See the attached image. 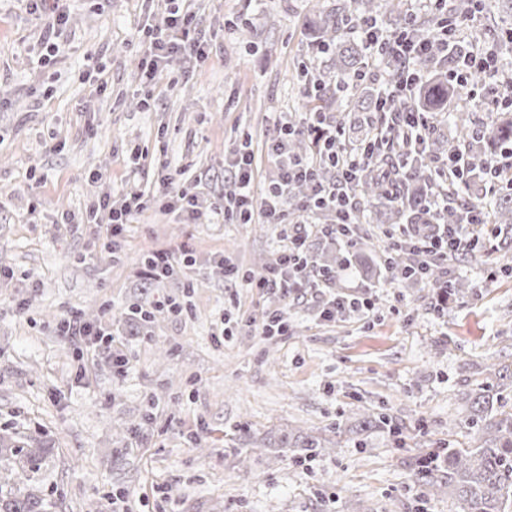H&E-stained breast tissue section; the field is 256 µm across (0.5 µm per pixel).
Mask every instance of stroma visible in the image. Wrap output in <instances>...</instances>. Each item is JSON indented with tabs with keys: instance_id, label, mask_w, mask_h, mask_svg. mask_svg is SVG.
Segmentation results:
<instances>
[{
	"instance_id": "stroma-1",
	"label": "stroma",
	"mask_w": 512,
	"mask_h": 512,
	"mask_svg": "<svg viewBox=\"0 0 512 512\" xmlns=\"http://www.w3.org/2000/svg\"><path fill=\"white\" fill-rule=\"evenodd\" d=\"M209 57L185 56L138 91L134 19L164 24L166 0H71L68 28L50 64L20 0H0V432L32 434L53 447L38 484L56 512H456L451 499L421 496L412 464L449 443L461 394L489 363L512 364V271L492 258L512 234L484 228L477 251L451 259L471 291L439 301L426 283L400 287L380 265L385 225L353 244L318 236L313 251L351 255L336 291L370 299L369 316L319 321L311 298L285 302L288 333L257 325L272 303L231 285L212 257L250 279L279 246L263 217L211 224L215 202L236 193L224 150L247 143L257 185L272 117L297 109V64L312 36L307 0H193ZM101 71L90 81L88 67ZM167 155L200 178L198 224L152 206L129 225L121 257L94 225H67L131 177L128 155ZM188 245L197 267L158 281L143 270L150 249ZM180 299L184 315L158 313L152 327L117 331L131 354L125 377L108 351L78 356L57 333L67 314L117 323L120 309ZM244 325L223 336L225 313ZM385 412L401 438L351 431ZM325 435L331 449L297 464L253 442L288 430Z\"/></svg>"
}]
</instances>
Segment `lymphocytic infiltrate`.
<instances>
[{
    "label": "lymphocytic infiltrate",
    "instance_id": "obj_1",
    "mask_svg": "<svg viewBox=\"0 0 512 512\" xmlns=\"http://www.w3.org/2000/svg\"><path fill=\"white\" fill-rule=\"evenodd\" d=\"M27 13L42 23L41 44L43 53L39 60L48 63L59 51L69 18L68 0H21ZM171 7L164 26L152 25L148 17H141L136 30L141 35L140 78L144 84H152L158 72L174 65L188 54L205 59L207 40L195 26V14L191 0H169ZM367 47L374 53H388L399 60L408 75L403 86L386 89L379 101L380 111L389 113L402 135L422 138L428 126L423 112L405 100L404 86L418 84L419 76L413 68L416 60L432 45L447 46L454 33L447 26H437L421 39L400 36L394 41L379 39L376 33H368ZM336 123L325 113L309 112L301 124H293L287 113H276L273 134L267 145V156L274 160L277 176L263 195H255L253 184L257 167L253 151L229 149L224 154V172L238 185L234 196L218 202L213 208L216 219L239 224L250 223L254 214H261L267 223L277 225L283 242L282 248L270 262L266 274L256 286L260 293L271 294L287 300L302 291L315 299L323 320H335L338 313H359L370 309L369 300L357 297L337 298L330 290L329 278L314 275L310 238L312 234L347 236L349 210L357 204L352 179L364 164L360 153L337 151ZM305 136L311 139L319 155L327 157L339 168L336 180L322 181L314 160L295 157L288 152L289 139ZM134 172L140 178L138 185L123 189L118 199L103 197L88 213L89 223L102 228L106 248L118 251L120 240L134 215L145 207V178H153L164 198V211L176 215L180 223L193 224L199 219L196 210L194 187L177 188L168 165L155 161L153 169L135 165ZM302 181L309 187L305 199L297 200L291 194L295 182ZM332 210L333 223L321 225L317 217L323 210ZM486 221L480 208H469L462 220L444 225L442 231L431 234L411 235L409 230L386 232L388 250L404 251L412 269L424 270L429 260H448L476 243ZM60 335L75 347H108L114 335L108 324L90 325L77 316L63 318L59 325Z\"/></svg>",
    "mask_w": 512,
    "mask_h": 512
}]
</instances>
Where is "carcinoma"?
<instances>
[{"instance_id": "obj_1", "label": "carcinoma", "mask_w": 512, "mask_h": 512, "mask_svg": "<svg viewBox=\"0 0 512 512\" xmlns=\"http://www.w3.org/2000/svg\"><path fill=\"white\" fill-rule=\"evenodd\" d=\"M479 7L497 10L503 28L512 18V0H496L491 6L480 2ZM310 11L315 16V32L310 41L313 54L326 59L322 70H302L300 80L321 90L305 94V108L336 113L341 125L340 143H355L368 147L356 196L377 208L380 224H456L462 219L458 205L461 195L468 202L481 205L482 183L487 177L485 146L493 144L505 149L512 143V109L503 108L491 115L469 143L465 155H460L455 141L432 127L425 136L423 149L411 158L412 171L400 176L395 186H387L379 177V168L395 149H403L402 140L392 139L383 150L373 149L371 142L377 113V97L388 86L403 78V68L393 61L384 66L379 81L368 85L348 83L365 68L366 49L363 41L350 38L360 19H375L386 27L387 36L394 39L407 28L400 20L405 16L402 0H336L324 9L316 4ZM427 79L418 87L413 103L421 111L436 117L448 111V105L466 96L464 84L448 78L438 48H433L418 63ZM453 126L459 133H470L475 125L473 113L457 107L452 113ZM460 160L459 181L448 182V207L436 209L430 205L429 192L436 187L435 164L446 157ZM494 224H512V193L502 192L494 207L487 212ZM345 263V255L316 254L314 271L330 276ZM404 254H392L390 266L397 271L401 284L408 285L417 277L407 273ZM426 279L437 288L459 292L470 287L464 280L444 278L439 265L429 268ZM512 389V373L507 369L489 367L488 381L463 393L466 415L458 425L474 432V442L462 448H438L416 460L414 483L428 497L447 496L454 500L460 512H512V411L504 409L506 392ZM359 426L401 431L383 413L369 415ZM327 439L313 431H297L279 437L276 447L297 460L321 455ZM52 448L36 438L20 440L14 433H0V512H50L49 505L35 487V475L41 470Z\"/></svg>"}]
</instances>
